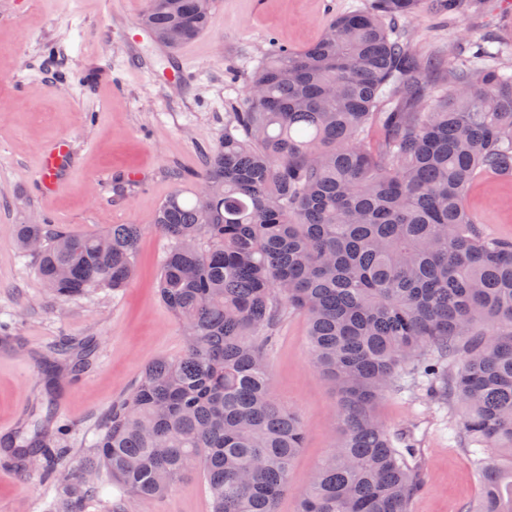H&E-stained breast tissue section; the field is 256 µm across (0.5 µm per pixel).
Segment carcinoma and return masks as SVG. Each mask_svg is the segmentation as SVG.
<instances>
[{"instance_id": "carcinoma-1", "label": "carcinoma", "mask_w": 512, "mask_h": 512, "mask_svg": "<svg viewBox=\"0 0 512 512\" xmlns=\"http://www.w3.org/2000/svg\"><path fill=\"white\" fill-rule=\"evenodd\" d=\"M420 2L367 0L253 71L198 175L208 194L177 189L155 215L159 295L184 350L144 368L71 478L68 449L45 453L42 480L66 490L64 510L47 512H87L103 467L144 503L194 471L212 512H277L305 440L267 375L287 310L309 323L341 424L298 512H408L419 449L375 413L407 375L461 408L456 433L482 487L468 512H512V242L486 237L463 206L478 175L512 176V72L491 40L466 59L419 54L396 23ZM210 12L211 0H148L140 22L164 44L178 32L176 47ZM140 236L137 224L15 227L24 255L42 240L36 272L58 300L124 288ZM44 441L38 430L7 452L26 468Z\"/></svg>"}]
</instances>
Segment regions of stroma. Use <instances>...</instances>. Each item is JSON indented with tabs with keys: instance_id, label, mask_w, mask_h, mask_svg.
I'll return each instance as SVG.
<instances>
[{
	"instance_id": "35a3bbf8",
	"label": "stroma",
	"mask_w": 512,
	"mask_h": 512,
	"mask_svg": "<svg viewBox=\"0 0 512 512\" xmlns=\"http://www.w3.org/2000/svg\"><path fill=\"white\" fill-rule=\"evenodd\" d=\"M0 0V439L25 422H56L69 461L93 452L112 404L134 388L145 365L180 353L181 322L158 297L167 242L153 229L159 205L178 187L193 189L207 155L224 136L229 105L241 103L252 71L277 45L302 50L337 15L362 0H213L209 28L183 45L192 77L154 85L125 64L119 33L147 0ZM404 28L417 50L467 56L487 35L512 46V10L503 0H472L454 18L423 6ZM69 139L76 163L66 183L41 195L35 179L43 148ZM464 206L486 235L512 241V176L485 174ZM19 224H62L99 233L111 224L143 228L135 273L119 293L53 300L34 262L14 243ZM268 369L274 395L302 421L305 446L289 475L278 512H297L298 495L339 437L338 395L315 368L306 319L286 312L274 332ZM91 342L84 384L64 398L45 395L43 358L60 340ZM376 412L391 433L407 436L422 457L423 481L409 512H467L481 484L453 440V403L425 401L420 384L388 394ZM48 490L38 474L0 454V512H42ZM87 512H211L209 494L189 474L163 498L141 504L105 488Z\"/></svg>"
}]
</instances>
